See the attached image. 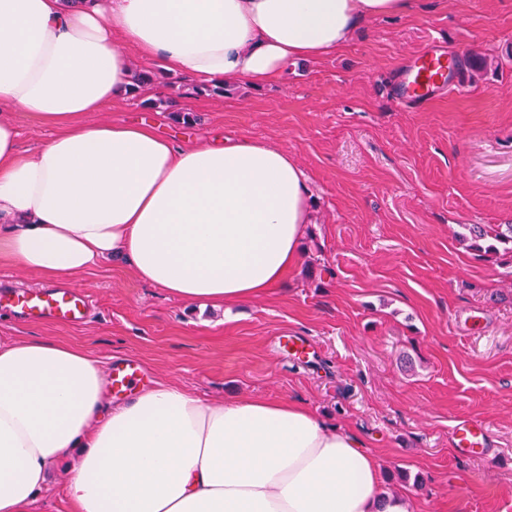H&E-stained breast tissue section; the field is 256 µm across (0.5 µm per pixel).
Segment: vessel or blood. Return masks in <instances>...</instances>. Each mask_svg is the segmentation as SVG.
I'll return each mask as SVG.
<instances>
[{"label": "vessel or blood", "instance_id": "b4317fda", "mask_svg": "<svg viewBox=\"0 0 512 512\" xmlns=\"http://www.w3.org/2000/svg\"><path fill=\"white\" fill-rule=\"evenodd\" d=\"M452 61V56L438 45L422 52L403 74L400 89L395 95L396 103L423 105L446 91ZM1 302L25 321L78 324L83 322L88 309L84 293L66 286H54L48 290L13 289L0 293ZM141 376L140 365L133 361L113 366L109 373L111 387L117 393L130 391ZM486 436L484 423L461 422L455 429V453L463 456L485 454Z\"/></svg>", "mask_w": 512, "mask_h": 512}]
</instances>
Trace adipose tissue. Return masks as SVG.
Here are the masks:
<instances>
[{"mask_svg":"<svg viewBox=\"0 0 512 512\" xmlns=\"http://www.w3.org/2000/svg\"><path fill=\"white\" fill-rule=\"evenodd\" d=\"M409 0H0V261L44 280L127 260L199 308L259 298L299 265L304 172L282 149L87 117L137 54L200 87L261 85L344 48ZM59 125L30 155L7 109ZM70 462L73 512H405L355 432L294 399L213 404L170 383L112 404L75 346L0 340V512H32Z\"/></svg>","mask_w":512,"mask_h":512,"instance_id":"1","label":"adipose tissue"}]
</instances>
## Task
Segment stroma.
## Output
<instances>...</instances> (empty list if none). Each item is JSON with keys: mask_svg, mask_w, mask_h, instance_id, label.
I'll list each match as a JSON object with an SVG mask.
<instances>
[{"mask_svg": "<svg viewBox=\"0 0 512 512\" xmlns=\"http://www.w3.org/2000/svg\"><path fill=\"white\" fill-rule=\"evenodd\" d=\"M434 41L489 63H463L460 89L440 99L394 104L399 69ZM142 101L122 97L90 119L288 153L311 190L300 266L226 313L114 260L72 278L92 300L82 323L21 322L0 308V337L133 360L143 385L209 401H301L364 439L384 492L408 512H512V266L458 238L466 224H512V0H412L277 81L181 99L200 117L188 128ZM282 336L310 341L311 354L288 357ZM466 419L487 424L488 458L455 455Z\"/></svg>", "mask_w": 512, "mask_h": 512, "instance_id": "obj_1", "label": "stroma"}]
</instances>
